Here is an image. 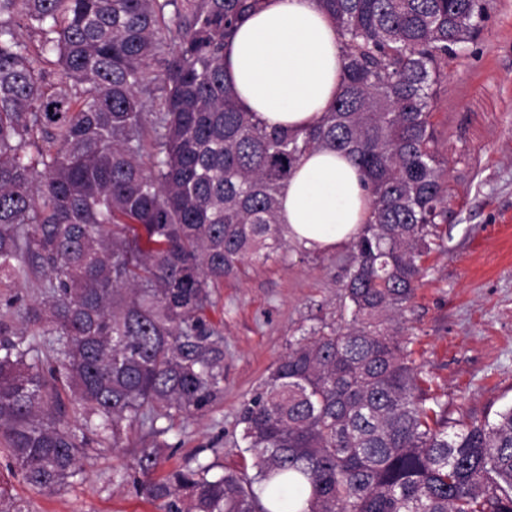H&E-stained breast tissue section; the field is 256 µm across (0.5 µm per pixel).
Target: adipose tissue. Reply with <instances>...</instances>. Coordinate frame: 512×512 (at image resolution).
Returning <instances> with one entry per match:
<instances>
[{
  "label": "adipose tissue",
  "instance_id": "obj_1",
  "mask_svg": "<svg viewBox=\"0 0 512 512\" xmlns=\"http://www.w3.org/2000/svg\"><path fill=\"white\" fill-rule=\"evenodd\" d=\"M344 57L331 18L316 0H265L224 48V66L242 110L271 125L318 124L343 88ZM370 218L360 174L343 154L309 152L280 196L289 240L331 250Z\"/></svg>",
  "mask_w": 512,
  "mask_h": 512
}]
</instances>
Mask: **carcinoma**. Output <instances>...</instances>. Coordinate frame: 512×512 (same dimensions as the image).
<instances>
[{
	"label": "carcinoma",
	"instance_id": "carcinoma-1",
	"mask_svg": "<svg viewBox=\"0 0 512 512\" xmlns=\"http://www.w3.org/2000/svg\"><path fill=\"white\" fill-rule=\"evenodd\" d=\"M317 2L344 86L317 125L288 130L242 111L224 71L262 0H0V289L38 284L18 315L56 354L30 359L34 343L0 322V440L30 487L65 488L90 437L116 450L140 426L135 475L115 478L161 512H269L264 493L284 512H512V406L448 431L408 341L384 327L448 223L432 106L486 3ZM313 149L367 177L371 220L340 295L350 321L290 342L245 405L254 474L196 458L158 477L160 421L222 391L213 290L283 248L279 197ZM62 389L82 423L63 420Z\"/></svg>",
	"mask_w": 512,
	"mask_h": 512
}]
</instances>
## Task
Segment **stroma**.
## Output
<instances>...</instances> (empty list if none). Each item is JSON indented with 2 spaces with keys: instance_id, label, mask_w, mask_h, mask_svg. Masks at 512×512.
<instances>
[{
  "instance_id": "stroma-1",
  "label": "stroma",
  "mask_w": 512,
  "mask_h": 512,
  "mask_svg": "<svg viewBox=\"0 0 512 512\" xmlns=\"http://www.w3.org/2000/svg\"><path fill=\"white\" fill-rule=\"evenodd\" d=\"M433 122L448 159V221L395 324L410 340L424 389L446 403L449 419H491L512 405V0H487L478 34L448 62ZM351 264L350 245L318 251L291 242L215 289L206 316L224 338L223 390L176 420L164 469L196 457L251 469L243 406L289 340L322 321L345 324L339 293ZM146 436L136 428L116 452L91 444L84 478L58 493L32 490L0 449V487L25 512H158L132 485L112 480L114 470L131 467Z\"/></svg>"
}]
</instances>
